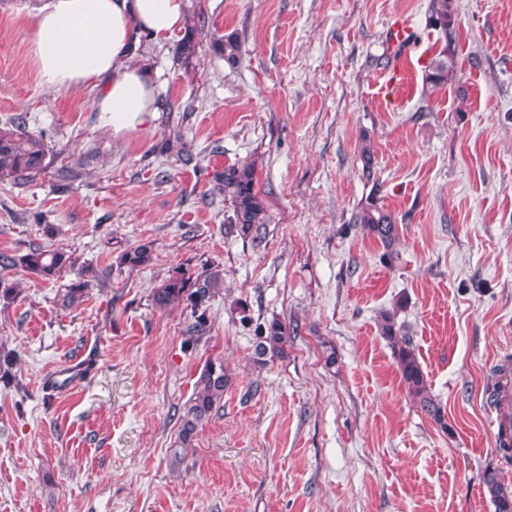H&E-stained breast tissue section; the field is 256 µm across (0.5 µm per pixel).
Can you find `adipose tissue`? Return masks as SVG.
<instances>
[{
    "mask_svg": "<svg viewBox=\"0 0 512 512\" xmlns=\"http://www.w3.org/2000/svg\"><path fill=\"white\" fill-rule=\"evenodd\" d=\"M184 23V0H47L33 17L31 60L46 87L98 89L101 121L122 134L156 110L147 72L127 62L138 33L166 41Z\"/></svg>",
    "mask_w": 512,
    "mask_h": 512,
    "instance_id": "obj_1",
    "label": "adipose tissue"
}]
</instances>
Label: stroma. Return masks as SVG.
I'll return each mask as SVG.
<instances>
[{
  "label": "stroma",
  "instance_id": "35a3bbf8",
  "mask_svg": "<svg viewBox=\"0 0 512 512\" xmlns=\"http://www.w3.org/2000/svg\"><path fill=\"white\" fill-rule=\"evenodd\" d=\"M44 2L0 0V124L23 116L49 148L35 180H0V255L60 247L74 265L52 280L0 267L19 286L0 297V350L20 355L0 379V512H495L485 473L512 488L483 406L493 359L512 353V0H453L454 76L431 94L430 0H186L194 56L139 37L129 62L157 111L118 135L96 91L41 83ZM397 22L408 50L388 46ZM230 33L234 65L214 50ZM176 133L199 166L156 154ZM243 163L265 206L254 240L212 180ZM373 196L398 227L389 263L353 224ZM141 244L152 259L129 269ZM210 268L224 289L189 347L185 312L151 293ZM392 308L447 428L408 397L377 332ZM275 317L288 355L261 365L254 326ZM210 361L230 385L172 464Z\"/></svg>",
  "mask_w": 512,
  "mask_h": 512
}]
</instances>
